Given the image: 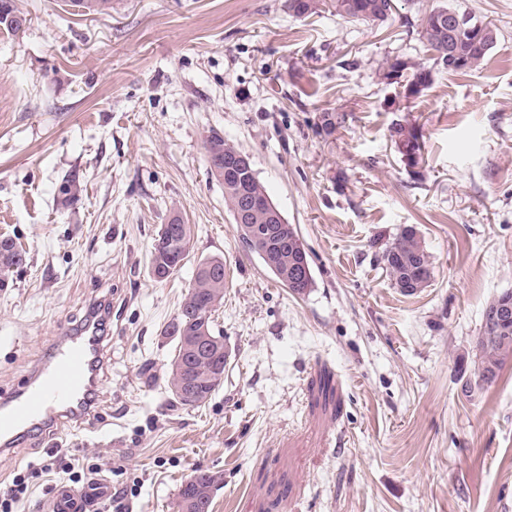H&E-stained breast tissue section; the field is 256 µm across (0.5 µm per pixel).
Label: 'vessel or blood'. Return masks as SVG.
Listing matches in <instances>:
<instances>
[{"label":"vessel or blood","instance_id":"1","mask_svg":"<svg viewBox=\"0 0 512 512\" xmlns=\"http://www.w3.org/2000/svg\"><path fill=\"white\" fill-rule=\"evenodd\" d=\"M102 342L94 324L76 335L59 337L48 362L38 367L31 382L0 406V442L11 446L32 429L81 407L90 384V371ZM111 485L96 476L82 487L62 485L53 497V512H86L91 501L106 498Z\"/></svg>","mask_w":512,"mask_h":512}]
</instances>
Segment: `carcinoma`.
Here are the masks:
<instances>
[{"label": "carcinoma", "instance_id": "cac0c4a2", "mask_svg": "<svg viewBox=\"0 0 512 512\" xmlns=\"http://www.w3.org/2000/svg\"><path fill=\"white\" fill-rule=\"evenodd\" d=\"M75 7L89 13H106L112 9V0H72ZM288 11L297 17H309L325 11L336 14L344 20L367 26L387 21L395 10L393 0H286ZM448 13V6L441 5L425 13L418 29V36L427 51L434 55L436 64L448 68V64L437 57L443 43L448 41V33L438 26V18ZM21 16L14 0H0V24L18 32L20 27L14 24V19ZM408 79H418L423 87H428L433 81L432 70L422 67L409 60L405 61ZM395 145H407L418 139L416 128L398 124L393 130ZM210 172L212 177L224 185V203L230 214H235L238 206L237 182L232 175L222 172L224 160L237 147L213 132L205 141ZM60 205L69 207L79 201L78 182L76 177L69 176L62 182L58 191ZM269 225L267 212L261 211L253 216L250 224L238 225L243 235L256 238L255 245L250 250L263 262L264 266L292 292L306 295L315 288V280L311 269H306L304 278L291 283L288 277L290 267L301 259L308 258L304 244L297 229L289 224L285 217L279 218V223L273 225L274 235L263 237L256 230ZM191 249V229L175 218L169 224L161 226L154 239L151 251V271L155 279L164 280L180 269L179 263L184 261ZM381 262L394 286L404 295H414L428 287L432 263L421 237L416 229L407 226L390 243L381 255ZM27 263L26 252L13 239L0 238V287L5 285L8 275ZM226 273L224 259L212 257L200 262L196 268L193 281L188 293L182 301L178 319L180 324L169 323L164 335L174 341V354L171 360L167 386L173 389L177 386L174 368L188 359L180 328L190 330L206 326L208 336L220 344L222 353L213 360V366L224 373V364L229 357V349L224 344V336L216 331L214 313L224 302ZM475 360L473 377L466 376L467 368L459 367L461 375L465 376L462 391L470 393L474 389H482L490 382L487 375L498 379L505 364L512 360V325L509 327H481L475 338ZM210 369L199 372L198 403L205 402L220 386L223 378L209 376Z\"/></svg>", "mask_w": 512, "mask_h": 512}]
</instances>
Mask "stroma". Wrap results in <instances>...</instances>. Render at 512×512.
I'll use <instances>...</instances> for the list:
<instances>
[{
  "mask_svg": "<svg viewBox=\"0 0 512 512\" xmlns=\"http://www.w3.org/2000/svg\"><path fill=\"white\" fill-rule=\"evenodd\" d=\"M443 4L494 25L479 70L435 66L419 41ZM15 5L23 31L0 25V238L27 263L0 288V404L108 309L89 415L0 452V484L29 477L17 512H53L56 486L97 473L130 512H177L198 469L224 477L211 512H507L512 362L470 397L458 368L486 303L512 290V0H395L373 28L299 18L286 0ZM394 57L432 69L419 97L378 79ZM406 122L423 145L414 168L390 136ZM213 130L297 228L309 295L243 245L210 174ZM71 172L81 197L63 208ZM175 217L192 249L159 281L150 251ZM407 226L432 262L414 296L379 260ZM218 255L231 356L205 403L181 408L163 330Z\"/></svg>",
  "mask_w": 512,
  "mask_h": 512,
  "instance_id": "stroma-1",
  "label": "stroma"
}]
</instances>
